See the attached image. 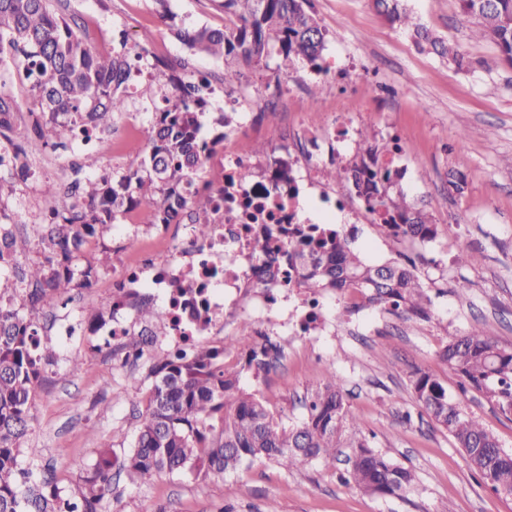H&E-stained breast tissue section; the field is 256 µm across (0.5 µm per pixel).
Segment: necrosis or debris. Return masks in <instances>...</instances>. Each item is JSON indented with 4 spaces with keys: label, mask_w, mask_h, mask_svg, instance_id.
<instances>
[{
    "label": "necrosis or debris",
    "mask_w": 512,
    "mask_h": 512,
    "mask_svg": "<svg viewBox=\"0 0 512 512\" xmlns=\"http://www.w3.org/2000/svg\"><path fill=\"white\" fill-rule=\"evenodd\" d=\"M241 134L238 128L225 131L224 162L208 179L206 192L217 219L211 236L200 239L188 225L163 224L148 235L155 249L134 246L122 257L108 299L112 310L109 336L127 333L135 323L138 304L156 299L168 308L169 318L160 335L148 336L151 347L177 350L188 344L196 334L200 307L208 315L206 335L213 348L223 347L225 328L240 316L252 324L258 341L275 327L299 335H331L326 300L297 297L293 286L296 271L288 253L291 228L303 221L298 199L306 190H316L315 201L330 221L340 211L350 212L357 224L376 225L380 219L374 213L352 209L345 192L324 184L314 167L304 166L294 182L282 183L273 159L256 164L251 157L236 153ZM301 137L306 155L343 161L339 145L345 137L339 128L309 122L303 125ZM252 165L258 166L259 176L251 183H240L238 169ZM260 237L269 238L272 247L258 255L253 245ZM185 278L196 282L199 304L175 298L173 289Z\"/></svg>",
    "instance_id": "1"
}]
</instances>
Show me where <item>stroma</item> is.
<instances>
[{
	"mask_svg": "<svg viewBox=\"0 0 512 512\" xmlns=\"http://www.w3.org/2000/svg\"><path fill=\"white\" fill-rule=\"evenodd\" d=\"M409 6L432 41L465 53L467 68L457 69L436 53L432 41L417 43L411 33L390 26L373 0H312L327 33L326 73L303 64L279 71L273 48L262 64L230 58L225 65L240 71L235 85L240 95L273 97L275 114L243 137L261 159L281 143L296 152L295 135L304 117L333 123L347 90L334 81L332 70L358 65L363 102L358 122L382 136L394 129L404 137L402 186L426 206L436 235L422 244L394 241L362 224L355 245L369 262L412 261L434 303V318L408 320L368 310L363 337L352 339L343 323L325 345L281 333V366L268 379L245 378V386L289 425L302 418L304 396L323 382L327 369H335L347 415L359 422L343 428L335 466L309 462L287 470L258 459L224 476L162 473L140 484L117 477L102 512H267L272 505L277 512H512V498L485 485L447 431L421 415L410 385L415 369L430 371L464 412L512 448V416L475 391H461L439 357L450 338L475 326L499 347L512 349V66L501 60L492 41L472 38V21L459 0H409ZM52 9L74 23L96 51L111 52L124 40L143 60L162 52L184 60L190 76L209 70L212 60L183 54L176 29L224 25L218 0H169L164 18L153 0H52ZM12 62V56L0 58V88L19 106L14 139L23 143L32 137L38 105L31 81L17 80ZM160 98L151 81L131 79L126 110L113 120L111 142L88 153L39 148L29 156L30 176L23 183L12 182L7 169H0V212L27 242L13 255L17 264L44 259L37 230L26 218L32 208L48 204L45 184L60 182L63 172L90 156L97 173L122 171L130 156L146 152L151 112ZM452 169L466 176L463 193L447 189ZM125 244L123 228H116L86 242L83 262L96 268L99 280L111 282L116 253ZM470 253L481 254V261L466 262ZM462 280L469 283L464 296L455 292ZM100 309L90 297L80 305L62 298L40 319V340L56 356L34 388L28 431L20 441L21 458L49 469L73 496L83 491V470L100 449L120 455L131 446L152 395L151 353L127 360L119 344L89 332ZM75 354L81 365L74 370L68 359ZM357 439L412 468L418 490L402 498L375 497L345 482L349 443Z\"/></svg>",
	"mask_w": 512,
	"mask_h": 512,
	"instance_id": "1",
	"label": "stroma"
}]
</instances>
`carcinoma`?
Instances as JSON below:
<instances>
[{
	"instance_id": "carcinoma-1",
	"label": "carcinoma",
	"mask_w": 512,
	"mask_h": 512,
	"mask_svg": "<svg viewBox=\"0 0 512 512\" xmlns=\"http://www.w3.org/2000/svg\"><path fill=\"white\" fill-rule=\"evenodd\" d=\"M308 0H221L224 16L235 19V28L201 26L179 30L176 37L191 51L247 65L258 62L271 43L278 45L281 66L298 62L311 70H323L322 52L326 31L305 9ZM392 26L413 32L417 41L432 45L457 68L469 61L464 53L430 37L412 14L406 0H374ZM464 15L474 21L476 40L495 43L503 60L512 66V0H460ZM120 48L107 54L95 51L65 21L50 9V0H0V56L19 54L28 59L29 73L37 93L40 116L36 119L39 142L67 148L74 142L75 128L104 132L114 115L125 111L126 83L140 54ZM158 86L174 92L186 81L175 65L154 67ZM207 79L192 86L194 98L176 96L172 106L153 113L148 153L135 155L112 177L88 174L74 180L67 203L54 221L43 225L37 247L45 261L22 270L11 266L17 251L13 225L0 221V512H98L100 502L112 492V470L124 472L133 483L160 473L187 471L220 474L237 471L263 458L291 470L303 462L336 465L339 433L347 420L336 371L326 372L321 387L305 399L307 410L295 424L278 422L265 401L240 386V374L264 378L283 357L280 343H235L245 352L237 371L224 366V351L199 344L188 350L154 354L149 376L150 405L140 421L134 443L122 456L112 449L98 452L83 476L84 492L68 496L52 479L37 482L31 469L19 459L20 440L31 417L32 391L41 379L43 365L52 353L40 351L37 323L53 301L87 286L95 270H75L70 265L72 249L86 237L104 236L128 210H136L141 224H167L179 208L194 213L192 230L200 238L209 235L210 200L197 193L184 194L201 179L208 152L224 142V130L237 125V114L221 112L212 120L211 145H198L193 131L201 129ZM16 103L0 90V138L12 147L8 164L16 180L27 176V148L13 139ZM359 151L347 163L330 164L321 170L327 181L344 180L373 213L387 216L396 240L423 243L435 235L428 211L407 199L400 186L404 172L384 157L392 143H378L368 129L358 131ZM324 238L294 230L299 264L296 287L307 296L336 294L353 284L362 301L343 307L338 319L345 323L352 313L377 307L399 313L407 320L429 321L433 302L422 288L414 268L395 262L377 265L365 262L353 247V231L323 228ZM315 244L324 257L309 261L304 248ZM25 294L27 313L21 315L11 302ZM148 324L166 322L167 311L152 303L139 308ZM144 337L127 333L122 348L143 353ZM441 357L460 379L462 388L484 394L502 413L512 414V350L499 347L479 327L451 339ZM415 400L422 412L445 429L461 448L476 474L495 492L512 488V451L480 421L464 413L458 402L433 374L417 370L412 379ZM219 418L221 430L211 432L209 420ZM346 481L369 495L400 497L416 486L415 473L364 442H353Z\"/></svg>"
}]
</instances>
